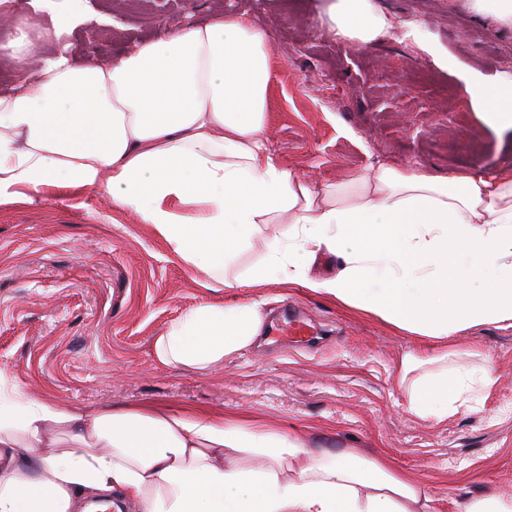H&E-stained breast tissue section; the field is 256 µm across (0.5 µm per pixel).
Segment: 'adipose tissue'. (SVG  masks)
<instances>
[{
    "label": "adipose tissue",
    "mask_w": 512,
    "mask_h": 512,
    "mask_svg": "<svg viewBox=\"0 0 512 512\" xmlns=\"http://www.w3.org/2000/svg\"><path fill=\"white\" fill-rule=\"evenodd\" d=\"M320 19L359 46L395 27L372 0H326ZM269 44L264 27L225 13L99 64L73 63L63 45L45 54L36 87L0 93V206L104 186L221 287L261 286L235 264L264 238L267 277L400 331L442 340L512 327V167L308 180L267 146ZM463 80L474 111L512 128V73ZM321 253L338 258L336 274L311 275ZM261 308L197 305L155 338L154 356L212 369L251 345ZM475 374L491 384L487 365L414 381L410 411L448 417ZM87 491L120 492L141 512H433L421 484L357 448L311 449L205 409L78 410L0 380V512H72Z\"/></svg>",
    "instance_id": "adipose-tissue-1"
}]
</instances>
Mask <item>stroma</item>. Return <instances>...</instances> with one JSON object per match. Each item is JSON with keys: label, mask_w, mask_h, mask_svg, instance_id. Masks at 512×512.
Returning a JSON list of instances; mask_svg holds the SVG:
<instances>
[{"label": "stroma", "mask_w": 512, "mask_h": 512, "mask_svg": "<svg viewBox=\"0 0 512 512\" xmlns=\"http://www.w3.org/2000/svg\"><path fill=\"white\" fill-rule=\"evenodd\" d=\"M416 27L448 59L439 68L396 34L368 46L320 27L323 0H0V17L27 21L0 93L36 80L54 43L50 12L85 24L65 37L76 63H100L188 21L231 11L270 33V147L288 167L339 183L383 161L448 177L512 166V130L473 111L464 72L512 71V30L465 0H373ZM152 227L100 189L0 206V375L28 397L80 410L162 401L244 414L310 447L384 453L418 480L435 512L489 491L512 498V328L486 325L448 339V363L489 361L494 381L462 395L455 414L423 419L408 409L400 359L436 342L361 312L269 283L204 287ZM264 298L254 344L207 372L166 367L152 344L203 302ZM304 322L318 343L282 349L271 328Z\"/></svg>", "instance_id": "1"}]
</instances>
